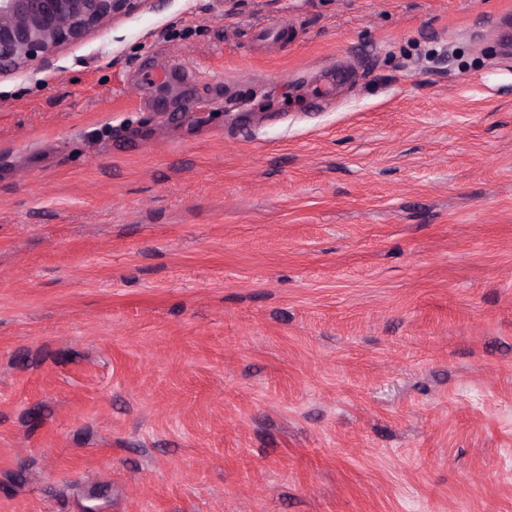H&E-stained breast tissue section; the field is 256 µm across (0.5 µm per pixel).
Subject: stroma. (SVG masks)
<instances>
[{
	"instance_id": "stroma-1",
	"label": "stroma",
	"mask_w": 512,
	"mask_h": 512,
	"mask_svg": "<svg viewBox=\"0 0 512 512\" xmlns=\"http://www.w3.org/2000/svg\"><path fill=\"white\" fill-rule=\"evenodd\" d=\"M505 15L140 0L1 71L0 512H512Z\"/></svg>"
}]
</instances>
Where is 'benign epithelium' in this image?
Returning <instances> with one entry per match:
<instances>
[{
	"label": "benign epithelium",
	"mask_w": 512,
	"mask_h": 512,
	"mask_svg": "<svg viewBox=\"0 0 512 512\" xmlns=\"http://www.w3.org/2000/svg\"><path fill=\"white\" fill-rule=\"evenodd\" d=\"M135 0H0V71L46 59L60 46L108 30Z\"/></svg>",
	"instance_id": "1"
}]
</instances>
